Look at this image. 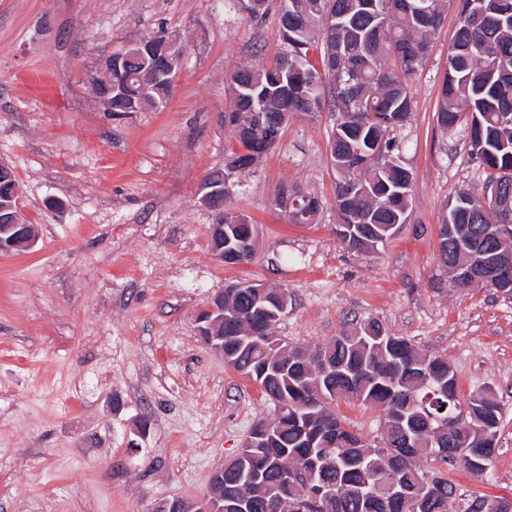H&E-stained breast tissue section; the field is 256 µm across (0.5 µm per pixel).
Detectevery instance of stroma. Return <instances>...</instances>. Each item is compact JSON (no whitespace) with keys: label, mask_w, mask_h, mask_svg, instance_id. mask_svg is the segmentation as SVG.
Segmentation results:
<instances>
[{"label":"stroma","mask_w":512,"mask_h":512,"mask_svg":"<svg viewBox=\"0 0 512 512\" xmlns=\"http://www.w3.org/2000/svg\"><path fill=\"white\" fill-rule=\"evenodd\" d=\"M280 0L262 21L240 0H0V160L12 166L30 250L0 253V512H156L178 498L203 507L216 470L273 406L197 332L206 301L229 284L288 292L273 333L326 343L352 322L444 357L462 398L494 389L501 404L492 468L451 470L463 498L512 500V298L458 288L439 260L449 197L484 183L465 126L436 110L458 11L448 6L412 79V114L391 131L413 174L407 221L379 251L337 239L335 113L294 116L241 172L232 207L255 226L250 262L210 248L203 178L233 137L225 74L281 50ZM186 47L167 103L104 112L86 76L101 55L159 27ZM319 197L313 223L277 210L280 186ZM334 410L379 443L382 408Z\"/></svg>","instance_id":"35a3bbf8"}]
</instances>
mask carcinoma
<instances>
[{"label":"carcinoma","instance_id":"1","mask_svg":"<svg viewBox=\"0 0 512 512\" xmlns=\"http://www.w3.org/2000/svg\"><path fill=\"white\" fill-rule=\"evenodd\" d=\"M459 25L448 47L438 126L466 125L471 154L488 171L482 191H461L440 224L439 258L446 268L475 253L512 250V232L500 238L484 229L503 220L512 201V0H281L279 37L283 49L270 63L240 62L225 76L232 101L224 124L238 147L224 167L210 172L233 196L235 177L274 146L270 125L294 115L313 119L339 114L330 139L337 180L336 237L361 253L376 251L394 236L391 225L406 222L413 175L400 164L390 131L412 110L410 81L428 56L448 5ZM152 41L173 71L184 42L161 27L132 43L131 56L112 68V111L145 112L170 97L169 76L139 72L142 44ZM300 202L303 223L314 220L321 200L297 196L283 186L275 205L291 216ZM224 223L229 249L250 258L247 218L228 207ZM458 225L461 243H449L443 229ZM242 228L234 229L232 225ZM288 293L266 288L261 297L245 289H224V359L257 382L273 414L252 427L244 448L217 470L224 485V512H512V501L476 497L466 502L442 471L430 475L423 458L453 468L470 459V472L484 476L494 449L501 412L497 394L480 402L461 400L455 373L440 355L415 348L375 320L357 323L314 348L290 345L273 335V318L284 314ZM340 399H356L385 411V430L368 444L332 410ZM385 480L398 485L394 497Z\"/></svg>","mask_w":512,"mask_h":512}]
</instances>
